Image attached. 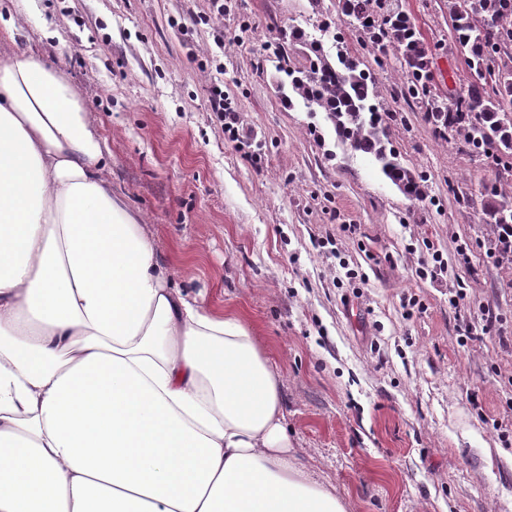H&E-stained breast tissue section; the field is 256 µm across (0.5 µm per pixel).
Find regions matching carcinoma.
I'll return each instance as SVG.
<instances>
[{"mask_svg": "<svg viewBox=\"0 0 512 512\" xmlns=\"http://www.w3.org/2000/svg\"><path fill=\"white\" fill-rule=\"evenodd\" d=\"M456 42L469 50L472 81L449 104L436 92L430 70L432 51L420 39L411 17L389 0H341V11L358 21L380 53L383 65L390 47L405 72L398 95L421 104L433 132L447 140L463 136L469 152L491 155L512 173V0H444ZM289 41L305 49V64L279 58L286 80L278 91L287 102L322 112L338 139L351 150L371 157L382 174L409 198L422 194L421 177L405 166L390 147L376 102L370 71L346 51L327 55L321 41L298 27L289 28ZM487 224H512V206L489 203Z\"/></svg>", "mask_w": 512, "mask_h": 512, "instance_id": "cac0c4a2", "label": "carcinoma"}]
</instances>
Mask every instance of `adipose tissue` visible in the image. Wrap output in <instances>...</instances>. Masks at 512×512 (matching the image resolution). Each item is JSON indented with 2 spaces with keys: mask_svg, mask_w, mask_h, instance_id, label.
Instances as JSON below:
<instances>
[{
  "mask_svg": "<svg viewBox=\"0 0 512 512\" xmlns=\"http://www.w3.org/2000/svg\"><path fill=\"white\" fill-rule=\"evenodd\" d=\"M67 80L0 54V512H347L241 317L171 284Z\"/></svg>",
  "mask_w": 512,
  "mask_h": 512,
  "instance_id": "ef3b65f1",
  "label": "adipose tissue"
}]
</instances>
